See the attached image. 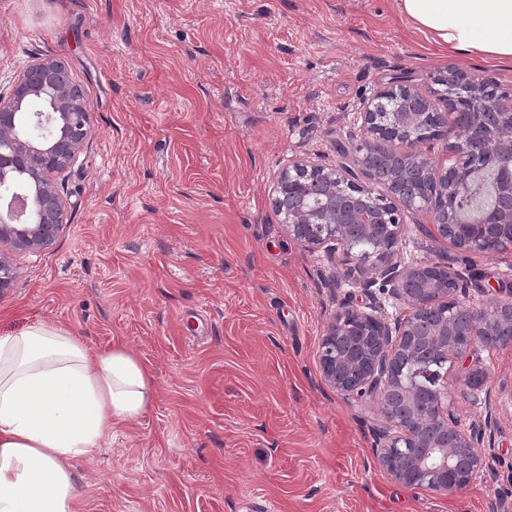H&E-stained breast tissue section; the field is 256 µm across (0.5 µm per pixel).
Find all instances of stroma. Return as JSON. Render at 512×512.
<instances>
[{"instance_id":"35a3bbf8","label":"stroma","mask_w":512,"mask_h":512,"mask_svg":"<svg viewBox=\"0 0 512 512\" xmlns=\"http://www.w3.org/2000/svg\"><path fill=\"white\" fill-rule=\"evenodd\" d=\"M48 58L89 104L91 137L49 179L53 246L0 241L16 280L0 333L58 320L91 350L147 364L152 408L77 459L84 512H512V347L483 351L484 386L448 401L496 427L485 477L442 495L376 463L377 403L324 381L318 346L340 267L292 241L272 206L294 157L324 165L363 137L364 102L448 72L512 93V63L441 50L396 0H0V94ZM406 259L445 264L421 208ZM471 304L512 286V250L472 256Z\"/></svg>"}]
</instances>
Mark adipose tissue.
Segmentation results:
<instances>
[{"label": "adipose tissue", "mask_w": 512, "mask_h": 512, "mask_svg": "<svg viewBox=\"0 0 512 512\" xmlns=\"http://www.w3.org/2000/svg\"><path fill=\"white\" fill-rule=\"evenodd\" d=\"M396 2L437 45L512 63V0ZM154 399L149 367L124 344L91 351L56 321L0 334V512H81L73 460Z\"/></svg>", "instance_id": "ef3b65f1"}]
</instances>
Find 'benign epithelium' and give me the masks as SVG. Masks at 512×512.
I'll list each match as a JSON object with an SVG mask.
<instances>
[{"label": "benign epithelium", "instance_id": "1", "mask_svg": "<svg viewBox=\"0 0 512 512\" xmlns=\"http://www.w3.org/2000/svg\"><path fill=\"white\" fill-rule=\"evenodd\" d=\"M439 84L458 92L455 103L471 107L465 121L450 126L451 165L421 151L430 135L417 133V114L409 111L417 103L431 105L434 91L401 83L367 103L360 113L365 137L344 151L366 177L386 183L392 197L358 182L345 163L325 167L295 159L279 173L272 201L291 240L342 267L336 313L320 345L325 381L349 400L378 401L384 422L372 428L373 447L395 481L448 495L484 475L480 445L491 419L484 429L459 428L447 387L434 388L422 403L415 383L403 380V367L422 341L444 365L472 362L458 382L460 393L479 388L481 352L492 344L512 346V295L476 307L468 303L477 281L470 266L405 260L401 208L428 209L437 235L458 252L493 256L512 246V204L460 231L454 206L473 178L472 136L484 125L481 107L489 90L483 79L455 72ZM497 112L504 126L489 150L500 155L502 190L512 200L511 96L497 99ZM89 135L88 103L74 97L57 60L27 70L10 95L0 96V240L25 251L54 242L64 206L47 174L66 168ZM344 284L350 290L343 293ZM381 297L393 301L395 314L376 315Z\"/></svg>", "mask_w": 512, "mask_h": 512}]
</instances>
